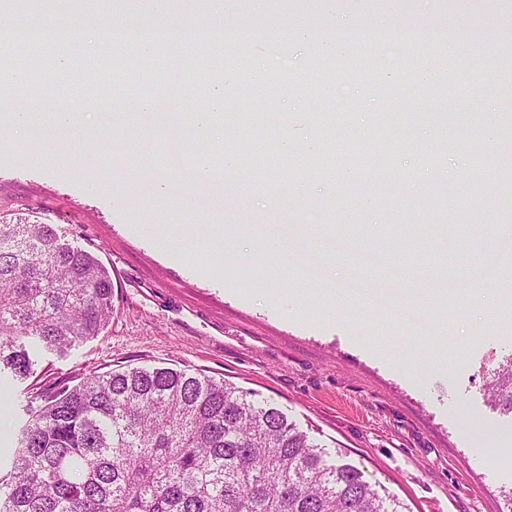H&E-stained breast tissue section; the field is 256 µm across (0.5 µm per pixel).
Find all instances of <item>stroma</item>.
<instances>
[{
	"label": "stroma",
	"instance_id": "obj_1",
	"mask_svg": "<svg viewBox=\"0 0 512 512\" xmlns=\"http://www.w3.org/2000/svg\"><path fill=\"white\" fill-rule=\"evenodd\" d=\"M81 14L86 29L176 17L197 29L285 30L281 46L248 40L236 65L225 43L221 76L195 84L175 53L98 43L96 56L132 60L148 79L134 92L82 83L0 86V214L55 225L63 242L95 254L113 285V313L101 334L65 358L43 352L34 374L10 380L0 415V448L13 447L29 398L126 367H173L226 379L287 414L328 451H342L403 502L408 512H505L512 491V415L495 407L487 384L512 357V58L491 54L480 74L449 59L446 82L405 87L396 102L364 68L337 67L316 96L284 91L285 79L311 80L320 57L303 31L347 21L372 25L415 15L418 23L480 19L512 24V0H233L221 12L192 0H102ZM271 78L253 83V63ZM351 96L335 103L336 85ZM224 96L223 134H201L191 118L209 95ZM454 93L456 115L443 102ZM178 98L184 144L134 119L140 99ZM268 105L252 153L227 146L252 110ZM36 105L75 112L69 132H19L14 113ZM396 116L384 169L346 166L321 175L317 159L344 144L354 159L374 157L382 112ZM450 143L455 153L440 150ZM225 148L223 210L196 206L193 168ZM206 224L205 244L176 259V229ZM360 238L389 266L410 265L406 283L356 274L325 236ZM462 238L466 252L450 244ZM267 255L271 297L242 274L252 251ZM484 429L506 449L497 463L475 440Z\"/></svg>",
	"mask_w": 512,
	"mask_h": 512
}]
</instances>
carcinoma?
Masks as SVG:
<instances>
[{
    "instance_id": "obj_1",
    "label": "carcinoma",
    "mask_w": 512,
    "mask_h": 512,
    "mask_svg": "<svg viewBox=\"0 0 512 512\" xmlns=\"http://www.w3.org/2000/svg\"><path fill=\"white\" fill-rule=\"evenodd\" d=\"M58 79L90 82L101 67L75 51L53 70L48 44L28 46ZM223 43L199 49L190 74L211 77ZM118 81L142 82L122 58ZM0 374L25 379L31 354L59 357L100 334L112 313V279L92 253L61 242L51 224L0 222ZM489 396L512 414V357L495 369ZM0 512H404L351 463L271 404L222 379L185 369L133 367L91 373L73 388L28 401Z\"/></svg>"
}]
</instances>
